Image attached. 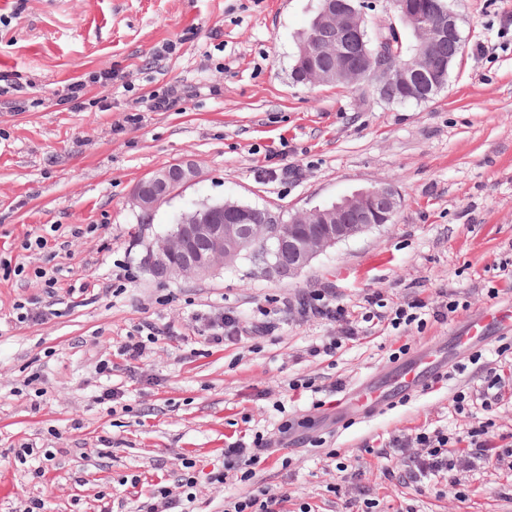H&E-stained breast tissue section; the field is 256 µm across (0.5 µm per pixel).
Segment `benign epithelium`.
I'll use <instances>...</instances> for the list:
<instances>
[{
    "instance_id": "1",
    "label": "benign epithelium",
    "mask_w": 512,
    "mask_h": 512,
    "mask_svg": "<svg viewBox=\"0 0 512 512\" xmlns=\"http://www.w3.org/2000/svg\"><path fill=\"white\" fill-rule=\"evenodd\" d=\"M402 23L410 28L427 54L436 44L448 42L458 53H464L459 32V15L448 10V17L439 19L419 10L411 0H395ZM349 19L336 28V38L318 49L320 56H336L348 39L353 38L367 49L365 70L349 75L352 83L369 85L386 79L413 87L433 97L447 86L446 72H436L419 65L401 67L396 62L394 42L379 36L373 42L367 37V7L348 5ZM200 175L192 160L174 162L155 171L141 181L132 194V205L143 213L154 211ZM399 206L397 192L388 184L359 191L330 207L315 208L298 214L288 224H250L246 219L249 207L221 204L199 210L190 221L180 220L176 229L158 238L149 249L151 269L162 270L166 276L204 278L215 270L231 265L239 257L253 258L258 245L273 238L279 251L288 254V264H273V271L290 277L298 274L326 249L377 225V220H390Z\"/></svg>"
}]
</instances>
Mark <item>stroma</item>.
<instances>
[{
    "label": "stroma",
    "instance_id": "stroma-1",
    "mask_svg": "<svg viewBox=\"0 0 512 512\" xmlns=\"http://www.w3.org/2000/svg\"><path fill=\"white\" fill-rule=\"evenodd\" d=\"M316 7L0 0V456L24 444L54 454L0 466V512H23L36 498L47 512H100V496L136 500L187 462L194 512H224L241 488L210 484L209 474L223 468L226 443L258 431L276 451L256 478L287 495L284 512L305 503L346 512L328 448L363 471L376 512H512L510 471L464 472L460 485L420 495L386 480L366 452L423 428L465 436L472 418L449 407L471 372L373 414H351L347 400L365 379L389 380L399 347L419 350L512 304L503 271L512 267V0H453L465 52L447 88L405 104L364 83L293 82L297 39ZM169 40L176 52L156 57ZM101 71L113 74L108 86L68 97ZM170 89L176 105L153 110V96ZM273 151L294 174L272 170ZM185 158L200 168L194 184L151 215L132 206L140 181ZM379 184L399 195L392 222L337 243L295 277L245 259L204 279L161 277L144 263L147 245L201 204L231 201L288 220ZM38 236L45 246L27 248ZM309 288L331 289L354 312L373 292L391 307L445 295L462 307L420 330L379 324L328 363L306 350L333 324L275 313ZM31 297L51 309L44 323L17 321L16 305ZM223 308L249 324L273 312V337L209 343L199 319ZM146 321L168 336L128 368L118 348ZM103 359L111 374L99 372ZM304 376L321 386V409L291 390ZM338 379L345 388L332 391ZM112 388L120 399L104 400ZM286 418L293 428L282 435Z\"/></svg>",
    "mask_w": 512,
    "mask_h": 512
}]
</instances>
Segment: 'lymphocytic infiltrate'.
Masks as SVG:
<instances>
[{
	"instance_id": "obj_1",
	"label": "lymphocytic infiltrate",
	"mask_w": 512,
	"mask_h": 512,
	"mask_svg": "<svg viewBox=\"0 0 512 512\" xmlns=\"http://www.w3.org/2000/svg\"><path fill=\"white\" fill-rule=\"evenodd\" d=\"M458 301L444 300L434 307H427L424 301L412 299L394 308H386L379 294L367 295L361 315H353L342 305L336 304L331 293L325 288H314L295 299L285 301L282 311L285 315L300 321L321 319L334 323L332 336L310 345L308 356L323 360L334 357L343 344L355 340L365 323L385 322L392 328L411 325L424 327L427 319L447 321L450 314L457 312ZM208 339L214 344L226 342L237 344L254 335L273 334L272 322L262 321L251 326L241 325L237 316L230 311L205 317ZM497 364L488 368L476 385L456 392L453 400L455 413H471L474 407L492 410L503 398L505 382L497 372L500 364L512 363V337H500L494 349ZM493 421H479L471 426L465 438L451 437L444 431L421 430L390 439L380 448L374 449L375 457L385 462L383 474L386 479L402 478L423 493L435 488L441 482L458 483L459 472L481 471L489 468L512 469V446L507 445L506 434L493 433ZM270 439L254 434L251 440L242 439L228 443L224 448V467L211 473V483L223 485L235 482L244 485L242 494L225 501L224 512H282L283 499L270 493L268 488L255 481V465L263 454L269 452ZM406 455L408 464L404 475H397L392 462L399 455ZM194 475L184 473L177 480L158 484L151 489L145 501L140 502L136 512H188V503L194 502Z\"/></svg>"
}]
</instances>
